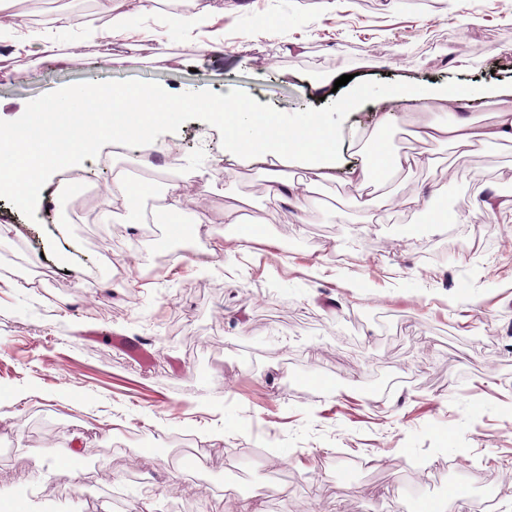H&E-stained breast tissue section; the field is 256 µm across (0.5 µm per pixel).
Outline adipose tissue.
<instances>
[{"label": "adipose tissue", "instance_id": "1", "mask_svg": "<svg viewBox=\"0 0 512 512\" xmlns=\"http://www.w3.org/2000/svg\"><path fill=\"white\" fill-rule=\"evenodd\" d=\"M428 97L452 105L454 111L447 122L421 126V138H445L464 151L478 144L512 141V95L500 94L495 119L487 124L464 114L465 93L440 90L429 92ZM189 109L223 121L224 153L229 157L245 155L262 165L298 161L302 177L287 181L274 173L266 182L268 198L288 201L297 210H305L313 187L329 177L336 161L333 131L312 116L293 129L284 126L276 114L254 112L241 102L216 104L189 92L173 96L162 90L73 88L53 107L28 104L25 122L0 125V196L10 197L17 208H28L45 192L47 177L42 169L46 164L71 166L79 151L114 138L136 142L142 155H149L154 150L155 131ZM420 164L419 155L393 154L381 146L363 156L355 172L356 185L362 192L377 188L384 170Z\"/></svg>", "mask_w": 512, "mask_h": 512}]
</instances>
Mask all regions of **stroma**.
<instances>
[{"label":"stroma","mask_w":512,"mask_h":512,"mask_svg":"<svg viewBox=\"0 0 512 512\" xmlns=\"http://www.w3.org/2000/svg\"><path fill=\"white\" fill-rule=\"evenodd\" d=\"M191 31L166 0L129 18L126 38L85 35L86 20L51 32L85 61L32 62L0 42V120L78 86L154 87L254 111L333 124L336 177L307 212L275 206L266 173L226 161L224 124L183 112L155 133L158 188L194 177L179 220L192 253L157 263L169 237L157 204L74 202L107 176L80 158L69 194L25 210L0 203V242L33 268V287L0 288V502L12 512H512V212L473 215L477 186L512 195V143L465 153L421 145L419 103L377 125L376 101L398 87L471 91L469 113L492 119L491 95L512 91V0H223ZM223 40L225 52L204 44ZM115 59L99 66L104 54ZM349 74L335 98L314 83ZM356 99L352 112L339 99ZM383 141L425 150L427 166L390 171L364 220L351 182L360 150ZM433 186L417 210L396 203ZM472 214L492 249L424 261L437 213ZM209 224L196 226L195 216ZM250 231L267 244L243 252ZM148 256L139 265L138 256ZM141 340L144 366L112 337ZM390 385L389 394L377 385ZM180 433L210 464L186 466L164 446ZM70 449L66 468L56 448ZM276 449L275 458L259 456Z\"/></svg>","instance_id":"35a3bbf8"}]
</instances>
